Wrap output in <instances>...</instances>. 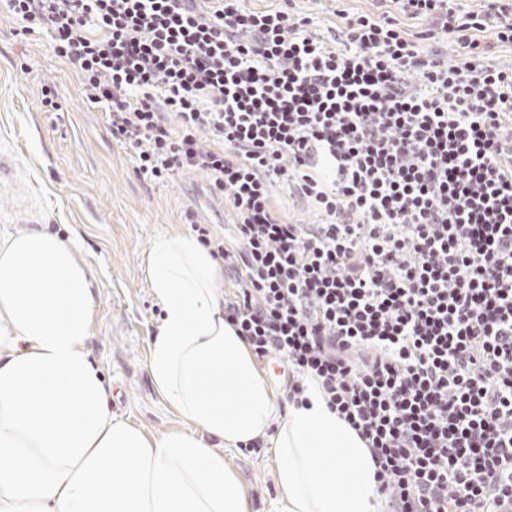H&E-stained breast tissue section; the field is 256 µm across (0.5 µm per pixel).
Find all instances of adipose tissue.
I'll list each match as a JSON object with an SVG mask.
<instances>
[{
	"label": "adipose tissue",
	"instance_id": "ef3b65f1",
	"mask_svg": "<svg viewBox=\"0 0 512 512\" xmlns=\"http://www.w3.org/2000/svg\"><path fill=\"white\" fill-rule=\"evenodd\" d=\"M145 273L163 316L148 371L190 430L114 415L88 351L98 282L48 228L0 233V512H249L224 452L270 439L281 512H380L365 442L326 407L280 408L224 319V267L189 233L158 236Z\"/></svg>",
	"mask_w": 512,
	"mask_h": 512
}]
</instances>
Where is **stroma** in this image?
Wrapping results in <instances>:
<instances>
[{
    "instance_id": "35a3bbf8",
    "label": "stroma",
    "mask_w": 512,
    "mask_h": 512,
    "mask_svg": "<svg viewBox=\"0 0 512 512\" xmlns=\"http://www.w3.org/2000/svg\"><path fill=\"white\" fill-rule=\"evenodd\" d=\"M53 91L58 110H47ZM0 155L13 168L0 184V225L25 228L42 215L50 230L75 239L99 280L89 351L112 387V411L154 435L186 422L157 392L147 368L149 339L161 318L143 261L152 240L187 228L189 216L227 222L199 173L169 183L141 181L127 149L113 139L103 106L87 100L51 37L0 6ZM251 512H279L272 444L226 450Z\"/></svg>"
}]
</instances>
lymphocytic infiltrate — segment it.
<instances>
[{"label": "lymphocytic infiltrate", "instance_id": "1", "mask_svg": "<svg viewBox=\"0 0 512 512\" xmlns=\"http://www.w3.org/2000/svg\"><path fill=\"white\" fill-rule=\"evenodd\" d=\"M5 2L48 30L141 180L199 173L223 199L230 236L192 230L233 283L225 318L284 365L288 401L316 387L357 431L386 512H505L512 66L489 52L512 44V0L326 24L295 0ZM275 199L279 206H281L293 220L306 222L305 224L314 220V217L307 206L289 196L288 191L285 189L277 187L275 191Z\"/></svg>", "mask_w": 512, "mask_h": 512}]
</instances>
